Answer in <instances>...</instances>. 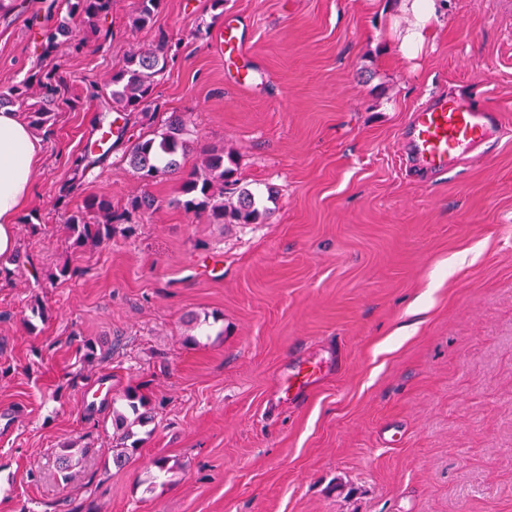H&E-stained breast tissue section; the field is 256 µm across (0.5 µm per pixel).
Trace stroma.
Masks as SVG:
<instances>
[{"mask_svg":"<svg viewBox=\"0 0 512 512\" xmlns=\"http://www.w3.org/2000/svg\"><path fill=\"white\" fill-rule=\"evenodd\" d=\"M396 4L164 0L134 31V0H115L106 39L47 56L41 31L66 18L63 0H0V90L39 69L64 79L32 130L20 268L0 280V512H512V133L444 173L406 154L434 96L512 125V0H446L413 60ZM228 24L254 75L244 88L224 66ZM163 37L180 54L155 86L156 120L129 134L183 113L185 169L231 152L262 223L193 217L174 204L179 175L140 180L116 151L58 204L113 70ZM141 192L156 211L70 246L67 211ZM65 264L78 276L55 278ZM302 359L322 376L285 398ZM104 381L111 398L93 401ZM130 390L152 420L118 470L112 401Z\"/></svg>","mask_w":512,"mask_h":512,"instance_id":"stroma-1","label":"stroma"}]
</instances>
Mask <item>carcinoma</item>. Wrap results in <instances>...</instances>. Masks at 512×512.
I'll list each match as a JSON object with an SVG mask.
<instances>
[{"label":"carcinoma","instance_id":"carcinoma-1","mask_svg":"<svg viewBox=\"0 0 512 512\" xmlns=\"http://www.w3.org/2000/svg\"><path fill=\"white\" fill-rule=\"evenodd\" d=\"M68 20L43 30L44 51H56L67 42L75 50L84 48L89 35L99 33L97 21L112 12V0H66ZM163 0H135L129 25L137 31L150 26L160 10ZM176 52L166 39L159 40L154 48L130 53L116 70L108 83V98L117 116L103 118L99 128L112 129V124L123 120L115 143L124 141L131 118L150 121L155 118L154 89L155 77L163 74ZM40 88L41 98L29 112L31 123L44 125L52 115L57 102L58 87L62 79L53 70L33 74ZM29 81L13 85L0 91V108L12 106L28 96ZM185 122L182 115L172 112L164 120V132L152 138L139 137L129 143L121 155L123 162L137 178L146 181L158 176L182 172L181 159L188 149L184 138ZM112 149L100 152L96 145L89 143L71 162V177L62 189L66 197L77 190L90 178L96 176V169L103 166ZM233 154L215 148L203 151L200 166L186 173L182 178V198L176 205L195 218L204 217L211 224H260L267 209L259 208L255 195L243 187L235 195L224 194L225 184L235 175ZM157 209L156 201L149 195H136L125 204L116 205L107 194L92 195L84 199L83 209L70 214L65 220V232L71 245L82 247L88 243L112 240L118 225L126 224L136 213H148ZM101 217L93 224L87 214ZM144 400L135 393L124 395L123 404L112 407V425L120 432V448L112 454V466L120 470L130 461L135 448L125 446L134 436L133 427L149 420Z\"/></svg>","mask_w":512,"mask_h":512}]
</instances>
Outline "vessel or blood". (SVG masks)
<instances>
[{
    "label": "vessel or blood",
    "mask_w": 512,
    "mask_h": 512,
    "mask_svg": "<svg viewBox=\"0 0 512 512\" xmlns=\"http://www.w3.org/2000/svg\"><path fill=\"white\" fill-rule=\"evenodd\" d=\"M503 127L498 113L475 105L469 98L439 96L417 109L407 147L419 164L444 172L449 163L460 162L480 147L492 130ZM320 373L319 364L296 365L284 378L282 390L301 395Z\"/></svg>",
    "instance_id": "b4317fda"
}]
</instances>
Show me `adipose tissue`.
I'll return each instance as SVG.
<instances>
[{
	"label": "adipose tissue",
	"instance_id": "adipose-tissue-1",
	"mask_svg": "<svg viewBox=\"0 0 512 512\" xmlns=\"http://www.w3.org/2000/svg\"><path fill=\"white\" fill-rule=\"evenodd\" d=\"M401 11L416 20L404 31L401 47L407 58L422 51L430 34L429 23L444 9L442 0H400ZM40 145L17 113L0 110V255L15 248V225L22 208L31 198L33 171Z\"/></svg>",
	"mask_w": 512,
	"mask_h": 512
}]
</instances>
